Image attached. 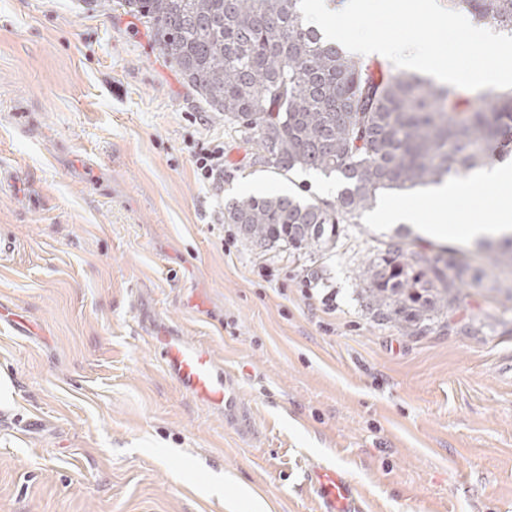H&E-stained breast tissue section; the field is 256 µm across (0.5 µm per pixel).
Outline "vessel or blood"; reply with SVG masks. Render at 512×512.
Segmentation results:
<instances>
[{
	"label": "vessel or blood",
	"mask_w": 512,
	"mask_h": 512,
	"mask_svg": "<svg viewBox=\"0 0 512 512\" xmlns=\"http://www.w3.org/2000/svg\"><path fill=\"white\" fill-rule=\"evenodd\" d=\"M161 358L176 380L197 398L233 410L237 393L230 376L218 368L208 351L175 338L163 340ZM306 486L319 503V512H364L362 500L348 478L339 470L313 467Z\"/></svg>",
	"instance_id": "obj_1"
}]
</instances>
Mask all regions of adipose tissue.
<instances>
[{
	"label": "adipose tissue",
	"mask_w": 512,
	"mask_h": 512,
	"mask_svg": "<svg viewBox=\"0 0 512 512\" xmlns=\"http://www.w3.org/2000/svg\"><path fill=\"white\" fill-rule=\"evenodd\" d=\"M476 179L480 183L502 191L488 219L458 227L450 225L448 215L455 211L456 204L465 195L466 189L455 179L449 178L441 185L431 187L428 193L433 219L426 230L427 236L444 239L462 233L474 239L512 234V164L488 165L477 174Z\"/></svg>",
	"instance_id": "ef3b65f1"
}]
</instances>
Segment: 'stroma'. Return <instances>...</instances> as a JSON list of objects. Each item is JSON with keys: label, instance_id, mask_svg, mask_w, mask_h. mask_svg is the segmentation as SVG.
Segmentation results:
<instances>
[{"label": "stroma", "instance_id": "obj_1", "mask_svg": "<svg viewBox=\"0 0 512 512\" xmlns=\"http://www.w3.org/2000/svg\"><path fill=\"white\" fill-rule=\"evenodd\" d=\"M224 141L217 187L193 154ZM335 202L251 164L149 27L84 0H0V512H317L313 466L367 512H512V299L494 276L424 331L376 315L359 272L397 243L367 216L317 253L225 223L246 195ZM333 294L332 307L322 303ZM233 374L244 415L182 389L158 336Z\"/></svg>", "mask_w": 512, "mask_h": 512}]
</instances>
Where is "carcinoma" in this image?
Segmentation results:
<instances>
[{"mask_svg": "<svg viewBox=\"0 0 512 512\" xmlns=\"http://www.w3.org/2000/svg\"><path fill=\"white\" fill-rule=\"evenodd\" d=\"M512 34V0H448ZM224 125L251 145L252 164L339 175L336 202L249 195L224 212L260 246L295 251L336 243V225L371 208L381 190L466 179L490 149L512 154V91L392 75L356 60L302 16L300 0H121ZM488 268H512V236L479 242ZM483 270L442 253L391 246L360 271L379 314L408 326L452 314Z\"/></svg>", "mask_w": 512, "mask_h": 512, "instance_id": "obj_1", "label": "carcinoma"}]
</instances>
